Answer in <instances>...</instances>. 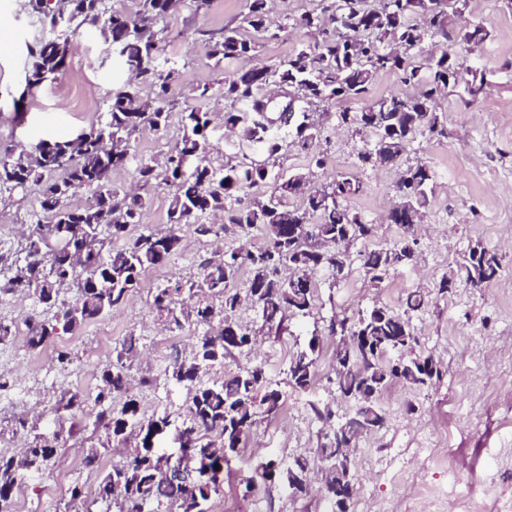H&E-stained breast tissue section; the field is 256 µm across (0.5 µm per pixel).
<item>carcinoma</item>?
Wrapping results in <instances>:
<instances>
[{"label": "carcinoma", "instance_id": "1", "mask_svg": "<svg viewBox=\"0 0 512 512\" xmlns=\"http://www.w3.org/2000/svg\"><path fill=\"white\" fill-rule=\"evenodd\" d=\"M185 0H137L133 12L106 7L105 0H22L25 12L42 25L43 36L27 47L29 87L52 81L65 70L71 53L69 39L55 35L66 24L73 32L96 22L104 43L125 65L129 78L106 92L104 120L89 131L65 139L38 142L39 151L19 144L0 152V195L28 187L40 190V207L48 223L29 229L20 249L0 255V295L26 294L51 316L26 319L27 342L37 350L59 333L78 334L89 322L122 307L142 289L146 269L167 264L182 248L181 226L198 237L232 233L238 245L224 248V260L204 259L198 273L147 289L151 312L162 329L179 334L202 328L190 352L178 354L168 379L187 391L185 411L146 419L131 389L130 366L142 360L140 338L129 333L105 365L94 388L95 426L114 443H126L139 430L140 443L124 459L98 475L96 495L88 499L75 483L67 508L84 512L102 507L111 512H212V497L224 485V468L235 459L260 415L277 413L283 394L273 387L263 363H247L224 371L220 379L202 381L215 366L237 354L249 356L257 327L241 320L248 302L258 309L260 328L280 335L290 316H308L314 309L318 277L330 273L329 285L350 273V245L360 243L361 269L378 286L418 258V217L434 204L435 170L418 160L409 162L415 137L424 132L444 135L439 101L465 86L469 99L486 96L484 74L465 65L469 48L480 47L491 31L480 22L468 23L464 38L458 24L468 0H318L315 8L288 17L303 40L283 60L258 66V42L251 29L266 33L271 26L270 0H247L248 11L239 24L219 31L198 29L196 40L204 59L224 73L220 85L224 112L188 104L211 98L210 88L196 87L172 95L175 70L157 69L164 51L158 23L182 10ZM395 72L417 91L374 96L381 72ZM284 85L293 91V118L267 116L266 87ZM151 92L157 106L147 108L143 96ZM362 102L356 111L327 112L336 101ZM179 109L178 133L167 151L144 162L128 188L112 185V170L122 165L131 142L144 130L166 136L170 117ZM337 124L361 143L359 166L390 167L397 171L395 190L404 207L386 219L396 228L391 247L376 244L379 225L352 212L348 201L364 191L361 179L341 174L332 182L315 180L326 163L321 150L325 122ZM225 134H245L258 147L262 160L226 155L214 165L217 149L208 138L215 119ZM307 155L303 167H284L288 149ZM93 190V202L69 203L77 191ZM168 191L169 230L140 234L117 245L129 226L142 223L149 192ZM265 232L266 245H250L252 232ZM248 280L238 285L241 271ZM502 265L496 251L480 242L469 245L449 268L454 281L485 288L496 281ZM448 276V277H450ZM448 277L433 287H417L394 308L386 304L357 309L331 320L336 337L335 362L327 375L332 399L311 405L326 422L335 416L334 398L361 396L357 430L370 434L385 425L380 397L394 383L421 390L441 372L434 355L420 346L415 316L432 296L446 297ZM321 335L314 331L307 347L292 354L288 385L305 392L315 383ZM85 397L64 392L55 412L69 415L82 408ZM180 440L184 474L170 479L161 467V453L153 437L159 429ZM336 435L325 436L318 460H334ZM58 452L57 445L35 434L13 453H0V512H13L15 490L28 473H45ZM313 470L307 455L284 464L274 458L260 462L255 474L280 484L292 496L303 493Z\"/></svg>", "mask_w": 512, "mask_h": 512}]
</instances>
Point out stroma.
<instances>
[{
	"label": "stroma",
	"instance_id": "1",
	"mask_svg": "<svg viewBox=\"0 0 512 512\" xmlns=\"http://www.w3.org/2000/svg\"><path fill=\"white\" fill-rule=\"evenodd\" d=\"M245 5L246 0H211L207 13L186 9L164 22L166 44L178 48V89H218L223 74L203 58L193 32L239 22ZM466 16L492 33L469 61L485 74L488 94L481 103L469 105L462 90H455L439 105L445 136L432 139L424 134L413 144L415 157L437 173L435 204L420 236L416 266L398 270L379 289L370 286L360 266H353L350 277L357 291L349 298L344 286L331 289L319 284L313 317L296 318L291 333L260 337L254 347L251 361L265 363L273 380L285 382L289 359L306 345L314 320L387 301L389 289L400 285L432 286L470 243L479 241L497 249L502 267H512V249L505 247L512 242V133L506 129L512 119V10L503 0H469ZM39 28L20 10L19 0H0V38L10 45L9 55L0 57V150L20 142L73 137L100 118L96 112L61 107L51 94V83L26 89L27 46ZM76 37L90 44L99 59L92 79L101 90L125 79L124 69L109 55L98 31L82 29ZM38 99L44 105L40 112L31 108ZM326 134L329 141L323 150L328 163L316 172L322 183L347 170L357 148L345 131L330 126ZM361 178L365 190L350 200V209L365 217H383L394 196L396 171L369 168ZM0 213L10 218L0 224L1 253L15 251L22 231L44 218L38 195L30 191L0 200ZM181 234L184 250L169 264L146 273L147 288L196 273L200 259L211 252L212 243L196 239L190 229H182ZM35 306L32 298L21 294L0 295V315L20 325L13 342L0 345V373L14 379L9 389L0 391L5 417L33 412L40 416L61 392L80 390V378L97 380L115 348L133 331L142 334L148 363L134 374L141 406L159 416L184 404V393L167 382L165 370L176 353L190 349L198 330L191 327L173 336L152 325L144 292L89 324L81 334L58 336L33 351L21 325ZM414 323L422 348L443 363L441 378L428 390H405L402 400L382 399L384 427L358 443V492L350 512H416L427 487L436 493L451 490L470 512H496L495 502L512 501V463L503 457L504 449L512 448V281L501 277L479 291L458 286L448 298L415 317ZM145 325L150 328L146 334L141 331ZM62 349L76 356L64 371L56 363ZM283 393L280 410L258 417L244 451L225 472L223 490L211 501L213 512H237L242 506L249 512H330L315 493L294 498L278 485L263 482L252 492L244 490L264 457L312 456L319 446L322 425L310 404L328 400L324 379H317L309 393L288 387ZM410 404L416 406V413H407ZM106 441L104 432L84 425L63 433L55 466L50 473L31 476L15 493L13 512H56L77 480L84 483L87 495H94L98 473L111 467V457L103 455L89 467L83 450Z\"/></svg>",
	"mask_w": 512,
	"mask_h": 512
}]
</instances>
